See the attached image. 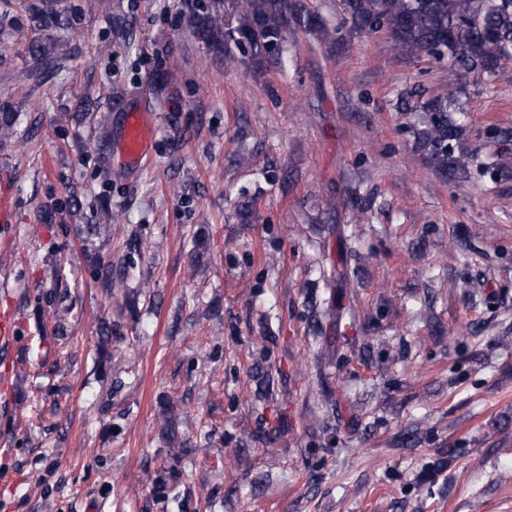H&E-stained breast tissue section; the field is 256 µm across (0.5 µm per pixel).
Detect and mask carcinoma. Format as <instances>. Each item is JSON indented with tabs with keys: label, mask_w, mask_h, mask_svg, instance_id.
I'll return each mask as SVG.
<instances>
[{
	"label": "carcinoma",
	"mask_w": 512,
	"mask_h": 512,
	"mask_svg": "<svg viewBox=\"0 0 512 512\" xmlns=\"http://www.w3.org/2000/svg\"><path fill=\"white\" fill-rule=\"evenodd\" d=\"M350 34L388 35L392 49L416 58L448 59L460 74L494 89L502 64L512 60V0H341ZM194 34L211 51L239 52L255 68L284 66L302 36L330 49L341 28L314 16L303 0H197ZM470 98L464 89L416 93L397 103L423 114L418 147L444 176L465 175L475 156L457 150Z\"/></svg>",
	"instance_id": "1"
}]
</instances>
